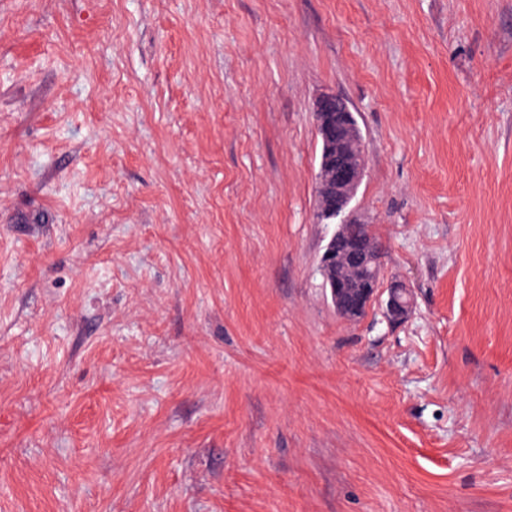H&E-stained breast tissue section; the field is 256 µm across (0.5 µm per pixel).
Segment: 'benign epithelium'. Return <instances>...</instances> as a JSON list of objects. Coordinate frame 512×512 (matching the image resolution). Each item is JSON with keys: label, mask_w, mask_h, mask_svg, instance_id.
<instances>
[{"label": "benign epithelium", "mask_w": 512, "mask_h": 512, "mask_svg": "<svg viewBox=\"0 0 512 512\" xmlns=\"http://www.w3.org/2000/svg\"><path fill=\"white\" fill-rule=\"evenodd\" d=\"M315 130L321 145L316 173L317 207L322 216L338 220V228L325 245L320 271L338 316L353 321L379 303L390 324L409 318L414 297L406 285H381L382 248L372 237L350 238L346 227L361 219L351 207L365 176L366 154L362 132L350 103L325 92L313 103Z\"/></svg>", "instance_id": "obj_1"}]
</instances>
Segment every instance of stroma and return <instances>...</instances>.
<instances>
[{
  "label": "stroma",
  "instance_id": "obj_1",
  "mask_svg": "<svg viewBox=\"0 0 512 512\" xmlns=\"http://www.w3.org/2000/svg\"><path fill=\"white\" fill-rule=\"evenodd\" d=\"M0 512H512V0H0ZM315 130L321 145L316 173L317 207L338 228L325 245L320 271L328 274L325 287L338 316L354 321L376 302L389 324L404 322L414 308V297L400 281L381 285L382 248L377 238L363 235L365 224L351 207L365 176L366 154L362 132L350 103L335 92H325L313 103ZM317 211V217H322ZM368 232L370 224H365ZM373 238V239H372ZM340 245V249L336 245ZM358 279V286L352 285ZM383 296H385L383 298Z\"/></svg>",
  "mask_w": 512,
  "mask_h": 512
}]
</instances>
